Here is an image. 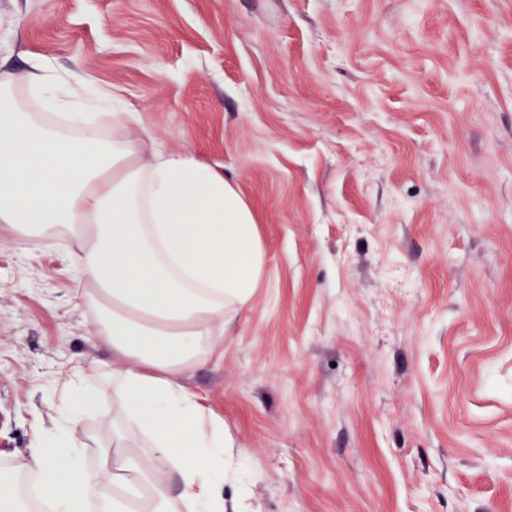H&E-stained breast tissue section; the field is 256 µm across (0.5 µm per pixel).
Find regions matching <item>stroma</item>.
<instances>
[{"instance_id": "obj_1", "label": "stroma", "mask_w": 512, "mask_h": 512, "mask_svg": "<svg viewBox=\"0 0 512 512\" xmlns=\"http://www.w3.org/2000/svg\"><path fill=\"white\" fill-rule=\"evenodd\" d=\"M120 86L220 164L266 277L185 383L254 512H512V0H0V73ZM65 244L0 226V471L95 397L111 351Z\"/></svg>"}]
</instances>
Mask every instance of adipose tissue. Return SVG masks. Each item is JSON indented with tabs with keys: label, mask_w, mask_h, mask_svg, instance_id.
I'll list each match as a JSON object with an SVG mask.
<instances>
[{
	"label": "adipose tissue",
	"mask_w": 512,
	"mask_h": 512,
	"mask_svg": "<svg viewBox=\"0 0 512 512\" xmlns=\"http://www.w3.org/2000/svg\"><path fill=\"white\" fill-rule=\"evenodd\" d=\"M119 89L34 59L0 78V223L53 242L63 226L112 350V445L84 468L74 434L91 394L74 393L67 429L29 467L53 512H250L225 499L233 439L184 383L218 349L266 273L255 212L221 166L165 149ZM145 436L144 446L131 438Z\"/></svg>",
	"instance_id": "1"
}]
</instances>
